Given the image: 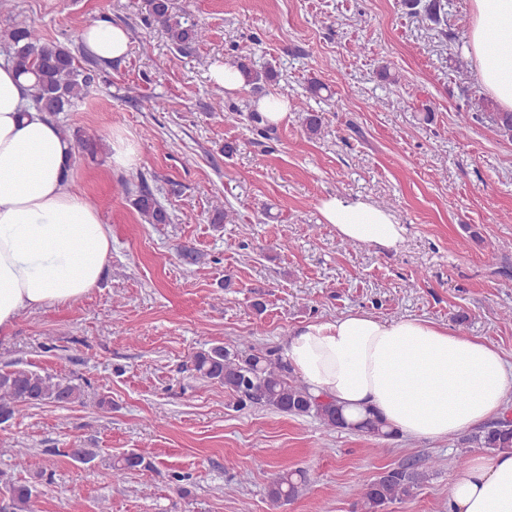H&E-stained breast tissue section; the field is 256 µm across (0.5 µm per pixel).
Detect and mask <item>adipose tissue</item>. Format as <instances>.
I'll use <instances>...</instances> for the list:
<instances>
[{
    "mask_svg": "<svg viewBox=\"0 0 512 512\" xmlns=\"http://www.w3.org/2000/svg\"><path fill=\"white\" fill-rule=\"evenodd\" d=\"M469 52L499 108L512 112V0H471ZM79 42L109 62L130 35L102 20ZM30 82L0 60V334L25 311L83 297L112 253L99 211L68 187L73 148L33 108ZM342 241L395 248L404 228L386 208L358 198L320 202ZM285 361L315 395L348 418L373 412L406 437L442 439L499 416L512 402V373L494 346L428 320H386L355 311L306 324L285 341ZM448 512H512V450L478 455L460 470Z\"/></svg>",
    "mask_w": 512,
    "mask_h": 512,
    "instance_id": "1",
    "label": "adipose tissue"
}]
</instances>
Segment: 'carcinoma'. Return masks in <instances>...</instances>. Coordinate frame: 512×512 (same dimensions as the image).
Segmentation results:
<instances>
[{
  "label": "carcinoma",
  "instance_id": "1",
  "mask_svg": "<svg viewBox=\"0 0 512 512\" xmlns=\"http://www.w3.org/2000/svg\"><path fill=\"white\" fill-rule=\"evenodd\" d=\"M409 8L424 13L435 24H440L444 11L441 0H407ZM147 25L161 28L173 45L183 48L206 40L207 30L190 23L174 11L172 0H147ZM10 49L11 62L20 74L34 76L33 101L39 111L51 119L72 110L88 98L96 87L97 73L76 64L70 48L62 43L47 41L40 30L18 13L4 30ZM246 84L258 89L264 82L278 78L272 68L257 70L244 61H236ZM492 123L498 132L512 138V112H496L494 107L481 105L474 111L459 115V127L470 123ZM64 139L86 150L98 153L102 146L95 141L81 138L70 128L59 126ZM141 216L149 224H166L169 214L157 198L147 189L135 199ZM193 371L200 377L219 384L236 398V406L243 409L264 405L292 416L317 418L326 430H350L382 439L394 436L385 428L378 416L367 413L358 421H349L343 408L335 403L313 396L307 386L293 376L282 358L272 351L251 353L224 346H214L197 352L192 358ZM81 386L27 367L15 366L0 369V424L14 418L25 407L46 403L73 404L82 402ZM490 453L512 450V420L502 416L465 439ZM437 461L430 456L418 457L412 466L401 463L381 474L371 475L361 481V506L363 512H384L397 500L413 497L433 472ZM112 470L119 477L129 470H138L146 476L153 471L151 464L138 454L118 458ZM308 481L302 469L279 473L268 487V497L275 504L286 505L306 491ZM10 512H37L39 491L27 483H4Z\"/></svg>",
  "mask_w": 512,
  "mask_h": 512
}]
</instances>
